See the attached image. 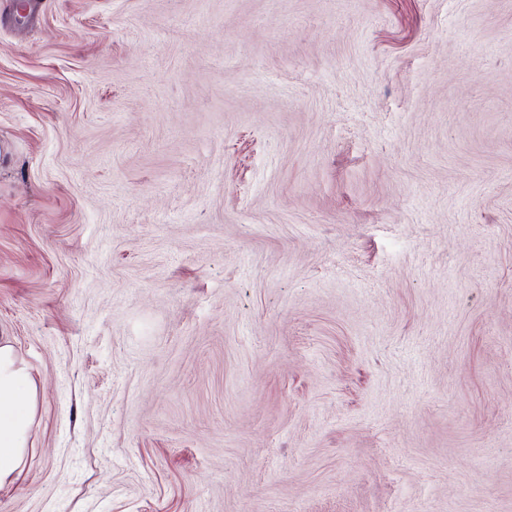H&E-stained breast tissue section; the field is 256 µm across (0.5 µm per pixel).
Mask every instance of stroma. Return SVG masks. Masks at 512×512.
<instances>
[{"label":"stroma","mask_w":512,"mask_h":512,"mask_svg":"<svg viewBox=\"0 0 512 512\" xmlns=\"http://www.w3.org/2000/svg\"><path fill=\"white\" fill-rule=\"evenodd\" d=\"M0 512H512V0H0ZM37 388L9 343H0V486L21 471L31 435Z\"/></svg>","instance_id":"1"}]
</instances>
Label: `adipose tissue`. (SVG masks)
Segmentation results:
<instances>
[{"label": "adipose tissue", "instance_id": "ef3b65f1", "mask_svg": "<svg viewBox=\"0 0 512 512\" xmlns=\"http://www.w3.org/2000/svg\"><path fill=\"white\" fill-rule=\"evenodd\" d=\"M37 388L10 344L0 343V486L21 471L31 435Z\"/></svg>", "mask_w": 512, "mask_h": 512}]
</instances>
